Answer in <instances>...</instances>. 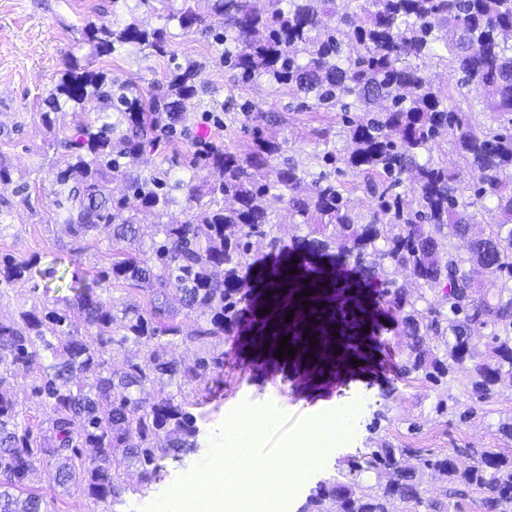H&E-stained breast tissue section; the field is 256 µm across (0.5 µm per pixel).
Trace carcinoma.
Returning <instances> with one entry per match:
<instances>
[{"mask_svg": "<svg viewBox=\"0 0 512 512\" xmlns=\"http://www.w3.org/2000/svg\"><path fill=\"white\" fill-rule=\"evenodd\" d=\"M174 2L112 0L113 20L88 26V57L126 45L172 55L177 34L165 25L146 28L134 17L163 11L182 34L224 44L219 61L242 82L292 88L304 95L306 108L344 112L338 132L319 129L315 136L326 144L342 136L350 148L314 155L315 172L284 156L286 141L267 132L276 119L251 104L259 128L244 150L197 143L184 156L181 166L205 172L202 181L187 182L169 169L144 175L138 161L152 143L149 135L170 141L185 135L177 125L181 105L196 94L198 62L176 65L164 93L149 98L76 58L67 62L47 96L51 112L44 113L50 127L56 114H70L74 129L65 140L69 161L53 172L56 216L72 237L105 230L126 252L93 278L72 281L64 308L34 303L0 321V369L16 378L39 367L33 395L51 412L46 432L21 423L18 400L1 389L0 377V512H42L41 495L16 494L40 467L58 488L118 502L126 491L125 464L140 465L141 482L149 484L160 458L195 452L196 418L175 395L162 388L147 404L136 393L147 385L198 387L224 366L214 341L241 317L244 273L262 250L286 252L291 245L371 272L402 336L401 376L437 384L462 368L464 393L486 398L502 375H512V0H348L350 12L340 11L337 0ZM124 13L131 19L120 20ZM215 16L222 18L220 32ZM434 60L457 73L459 88L480 92L494 123H473L468 97L435 83L428 69ZM93 111L96 118L86 120ZM450 144L453 168L442 158ZM348 171L361 181L339 180ZM117 177L132 196L112 195ZM357 190L374 199L366 212L352 204ZM273 199L296 228L307 230L289 245L274 232ZM140 212L154 222L139 223ZM474 224L482 230L471 237ZM146 237L152 265L132 253ZM467 237L462 253L454 240ZM37 263L1 257L0 285L29 279ZM289 271L282 266L264 275L271 293L264 308L276 328L260 337L258 348L277 366L275 353L288 335L295 357L284 359L313 370L361 357L359 320L335 304L333 281L306 284V276ZM405 272L417 288L399 283ZM120 283L143 292L144 300L117 316L103 295ZM170 289L178 310L164 300ZM180 314L195 318L196 328L183 331ZM474 336L486 338L484 351L472 349ZM165 337L197 344L199 356L191 363L167 358ZM129 342L142 347L141 360L112 370L114 350ZM84 448L97 452L86 457ZM457 453L472 463L422 455L419 465L407 467L412 448H367L339 477L320 483L300 512H334V506L393 512L397 501L443 512L422 496L426 469L447 476L448 494H479L485 512H512V455L483 448ZM370 473L387 480L369 485L364 475Z\"/></svg>", "mask_w": 512, "mask_h": 512, "instance_id": "1", "label": "carcinoma"}]
</instances>
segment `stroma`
Listing matches in <instances>:
<instances>
[{"instance_id": "obj_1", "label": "stroma", "mask_w": 512, "mask_h": 512, "mask_svg": "<svg viewBox=\"0 0 512 512\" xmlns=\"http://www.w3.org/2000/svg\"><path fill=\"white\" fill-rule=\"evenodd\" d=\"M111 17L112 0H0V157L8 159L12 183L21 189L12 198L10 214L0 217V256L38 259L32 278L0 298V320L10 321L23 304L65 302L72 296L73 276L93 274L118 257V248L106 235L77 240L57 223L53 173L68 160L63 139L70 134V119L59 118L51 129L42 123L48 91L65 63L88 55L87 25ZM172 50L178 58L189 57L202 65L198 94L186 102L181 120L190 136L175 144L163 140L146 147V168H176L180 153L200 140L232 150L246 148L254 134L253 123L242 110L248 101L276 116L278 136L287 139L290 154L299 158L321 151L313 129L341 127L339 112L300 108L301 98L293 91L234 82L231 71L218 62L221 46L201 35L176 37ZM169 66L168 59L128 45L94 58L91 68L157 93L166 84ZM316 264L340 283L350 284L368 313L384 322L377 348L365 363L311 380L289 363L270 370L252 353L250 320L242 318L217 343L224 354L223 368L215 370L202 388L185 389L199 427L196 452L161 458L159 478L146 486L140 483L139 466L125 468L122 478L129 491L115 506L87 500L75 489L65 493L52 488L46 472L37 471L28 484L42 495L47 512H164L171 499L201 477L210 475L220 483L229 475L224 429L251 410H269L277 417L276 429L258 445L270 457L282 454L304 427L326 414L331 403L348 405L355 413L356 425L348 437L325 449L326 467L300 478L294 489L262 476L249 462L229 475L247 487V500L286 497L288 512H300L318 483L337 476L359 451L380 443L408 446L421 455L445 456L469 445L493 453L512 452V441L503 440L498 432L500 422L512 416V381L502 380L494 395L476 401L453 380L435 385L402 377L400 338L385 321L388 305L379 299V284L350 263L320 258ZM441 400L447 402L448 412L439 416L434 407ZM380 412L387 419L379 430H372Z\"/></svg>"}]
</instances>
